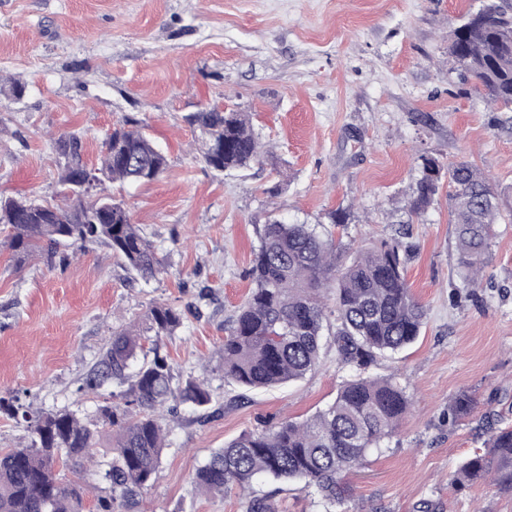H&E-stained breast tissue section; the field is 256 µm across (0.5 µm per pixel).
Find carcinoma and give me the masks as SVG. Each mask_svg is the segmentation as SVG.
<instances>
[{
    "label": "carcinoma",
    "mask_w": 512,
    "mask_h": 512,
    "mask_svg": "<svg viewBox=\"0 0 512 512\" xmlns=\"http://www.w3.org/2000/svg\"><path fill=\"white\" fill-rule=\"evenodd\" d=\"M450 51L488 103L512 107V15L503 6L488 3L468 13L450 33ZM186 121L199 131L198 155L210 167L247 168L269 155L246 112L208 106L187 115ZM56 147L65 157L59 171L64 204L0 199V225L9 229L4 245L24 260L36 251L51 256L61 246L99 242L142 276L159 273L162 262L155 246L126 209H98L71 193L86 169L81 140L64 134ZM421 160L410 213L421 217L448 180L458 267L464 287L479 288L501 218V195L489 176L468 160L446 167L433 157ZM166 167L165 154L144 134L142 122L128 117L105 140L96 171L113 182L145 183L156 180ZM401 248L399 242L382 243L352 255L311 224L279 218L262 224L249 270L253 288L220 348L224 379L247 390L300 380L317 368L326 337L338 362L353 368L355 375L332 403L309 418L283 419L225 442L197 470L194 483L199 489L210 494L237 489L248 498L246 512H272L267 498L252 490L256 477L269 476L314 487L327 508L340 506L349 512L348 476L371 449L396 434L410 408L406 391L393 378L367 374L377 358L414 343L427 318L426 307L408 283ZM147 318L154 336L161 337L174 334L184 314L155 304ZM139 349L137 336L118 334L86 378L92 390L111 379L133 378L123 404L102 407L99 425L68 410L32 418L0 398V413L22 419L31 432L30 445L0 448V512H86L83 486L58 477L55 469L81 466L105 433L111 437L105 452L112 459L101 477L109 491L97 496L94 512L136 507L152 485L165 447L156 410L170 402L171 415L179 404L203 411L212 401L200 381L174 383L168 359L156 347L143 353L141 366L128 375ZM475 406L473 394L458 393L448 406V422L465 419ZM487 424L485 451L459 464L452 482L465 487L489 478L512 493V426L491 415Z\"/></svg>",
    "instance_id": "cac0c4a2"
}]
</instances>
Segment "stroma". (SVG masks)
Here are the masks:
<instances>
[{
  "label": "stroma",
  "mask_w": 512,
  "mask_h": 512,
  "mask_svg": "<svg viewBox=\"0 0 512 512\" xmlns=\"http://www.w3.org/2000/svg\"><path fill=\"white\" fill-rule=\"evenodd\" d=\"M481 3L0 0V80L25 87L0 95V198L55 199L56 138L78 135L94 166L128 115L167 157L152 182L100 185L155 245V277L100 244L20 264L0 228V397L33 415L66 409L97 420L129 384L92 391L84 382L113 331L129 330L167 355L176 381L199 379L213 399L207 420L183 404L166 417L158 471L134 512H246L238 491L198 490L197 469L242 431L325 408L354 374L327 348L304 379L237 402L219 348L251 286L261 225L304 220L351 248L397 240L427 322L410 348L369 372L395 377L413 406L350 475L351 512H512V495L494 485L450 483L482 449L487 409L512 424V109L489 106L449 54L450 31ZM206 105L249 113L275 162L218 172L197 158L185 117ZM425 156L470 161L502 194L482 288L463 285L447 191L408 218ZM335 210L349 223H331ZM157 303L183 312L174 335L150 330ZM463 390L477 406L448 425V402ZM253 490L274 512H324L313 488L261 476Z\"/></svg>",
  "instance_id": "35a3bbf8"
}]
</instances>
